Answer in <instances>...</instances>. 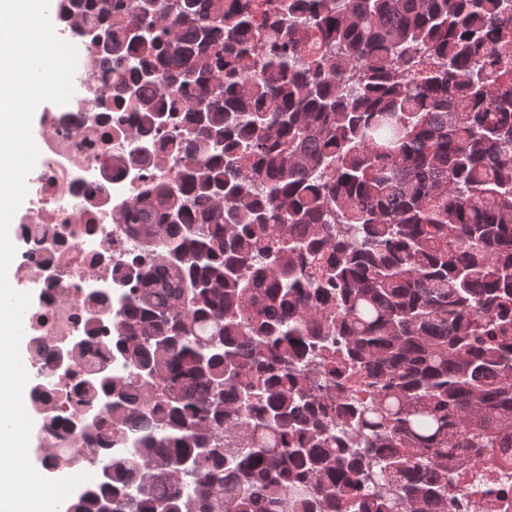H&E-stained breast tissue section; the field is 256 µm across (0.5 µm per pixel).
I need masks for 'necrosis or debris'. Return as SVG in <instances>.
Returning a JSON list of instances; mask_svg holds the SVG:
<instances>
[{
	"label": "necrosis or debris",
	"instance_id": "4bbe7bcc",
	"mask_svg": "<svg viewBox=\"0 0 512 512\" xmlns=\"http://www.w3.org/2000/svg\"><path fill=\"white\" fill-rule=\"evenodd\" d=\"M56 33L77 49L74 94L67 107L42 109L40 167L26 179L29 207L16 219L24 251L14 277L38 295L23 316L24 405L42 411L51 460L77 475L87 472L86 443L73 422L94 407L87 380L112 366L102 327L111 297L131 286L117 272L140 251V235L119 214L154 183L174 182L182 161L118 94L110 47L63 23ZM137 144L150 161L132 162ZM454 486V499L477 512H512V468L480 462Z\"/></svg>",
	"mask_w": 512,
	"mask_h": 512
}]
</instances>
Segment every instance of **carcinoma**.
I'll return each mask as SVG.
<instances>
[{"label":"carcinoma","mask_w":512,"mask_h":512,"mask_svg":"<svg viewBox=\"0 0 512 512\" xmlns=\"http://www.w3.org/2000/svg\"><path fill=\"white\" fill-rule=\"evenodd\" d=\"M180 178L64 512H448L512 448V0H83Z\"/></svg>","instance_id":"cac0c4a2"}]
</instances>
